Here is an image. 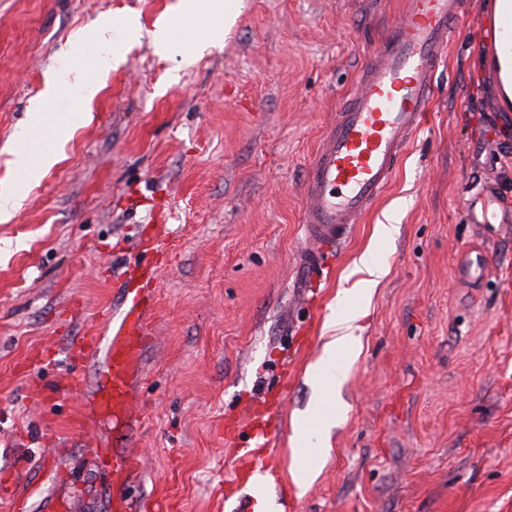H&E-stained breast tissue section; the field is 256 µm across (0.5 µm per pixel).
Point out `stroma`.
<instances>
[{"mask_svg":"<svg viewBox=\"0 0 512 512\" xmlns=\"http://www.w3.org/2000/svg\"><path fill=\"white\" fill-rule=\"evenodd\" d=\"M236 2L207 48L201 0H0V187L23 178L14 134L47 74L64 75L70 96L100 87L69 139L41 137L58 161L0 223V486L23 512L62 500L108 512L111 475L75 426L82 394L64 388L65 350L152 266L132 420L94 432L142 456L130 500L255 512V487L225 483L224 428L264 398L277 405L266 495L279 512H512V224L464 211L487 187L512 202V105L482 46L481 0L456 22L429 122L310 281L299 270L306 168L403 0ZM162 22L179 46L166 57L151 38ZM78 43L121 62L101 75L79 65ZM388 218L399 232L379 254L386 274L328 407L341 417L314 477L297 483L306 371ZM467 251L487 255L484 280L460 276Z\"/></svg>","mask_w":512,"mask_h":512,"instance_id":"stroma-1","label":"stroma"}]
</instances>
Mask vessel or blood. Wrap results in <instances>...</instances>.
I'll return each mask as SVG.
<instances>
[{
  "mask_svg": "<svg viewBox=\"0 0 512 512\" xmlns=\"http://www.w3.org/2000/svg\"><path fill=\"white\" fill-rule=\"evenodd\" d=\"M467 0H406L390 22L381 44L372 52L356 92L324 134L307 167L303 183V213L307 246L301 255L304 277L316 274L322 253L341 246L355 224L361 223L393 179L400 157L428 118L438 89L440 66L454 25ZM490 48L512 54V0H495L481 22ZM470 221L511 224L512 210L499 196L485 190L468 201ZM121 308L106 312L103 327L82 337L74 360L102 355L101 383L82 407V424L126 421L130 418L132 385L149 325V308L140 289L123 285ZM255 422L234 427V435L270 445L275 410L261 404ZM133 450L107 455L114 491L112 512H132L120 491L140 468ZM233 475L251 473L262 485L266 468L259 458L243 454L230 462Z\"/></svg>",
  "mask_w": 512,
  "mask_h": 512,
  "instance_id": "vessel-or-blood-1",
  "label": "vessel or blood"
}]
</instances>
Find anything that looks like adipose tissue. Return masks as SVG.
<instances>
[{
    "mask_svg": "<svg viewBox=\"0 0 512 512\" xmlns=\"http://www.w3.org/2000/svg\"><path fill=\"white\" fill-rule=\"evenodd\" d=\"M59 84L58 75L48 76L44 91L32 105L33 120L16 132V140L30 141L36 138L39 128L47 120L44 109L49 104L57 105L65 115L64 121L57 127L60 134H69L75 123L81 121L82 105L94 98L97 93L96 88L85 89L76 97L62 98L57 94ZM56 161V154L50 150L42 149L34 153L23 150L16 153L14 163L25 171L26 178L12 188L0 190L1 218H8L12 214L20 196L29 184L36 181ZM396 231L397 227L393 224L376 225L374 233L376 245L360 257L357 270L362 278L354 288L348 291L349 296L355 298L356 304L327 324L330 336L324 345L322 356L310 368V375L319 386L323 400L327 401L335 397L348 375L349 359L356 356L360 350L361 338L357 334L358 305L370 297L372 289L376 287L383 275V267L377 258V244L392 239Z\"/></svg>",
    "mask_w": 512,
    "mask_h": 512,
    "instance_id": "1",
    "label": "adipose tissue"
}]
</instances>
